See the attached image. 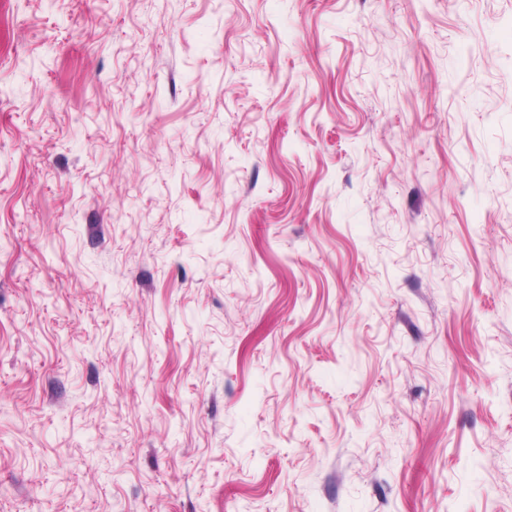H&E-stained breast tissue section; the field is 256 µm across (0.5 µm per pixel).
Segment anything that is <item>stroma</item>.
Here are the masks:
<instances>
[{"label":"stroma","mask_w":512,"mask_h":512,"mask_svg":"<svg viewBox=\"0 0 512 512\" xmlns=\"http://www.w3.org/2000/svg\"><path fill=\"white\" fill-rule=\"evenodd\" d=\"M0 512H512V0H0Z\"/></svg>","instance_id":"1"}]
</instances>
